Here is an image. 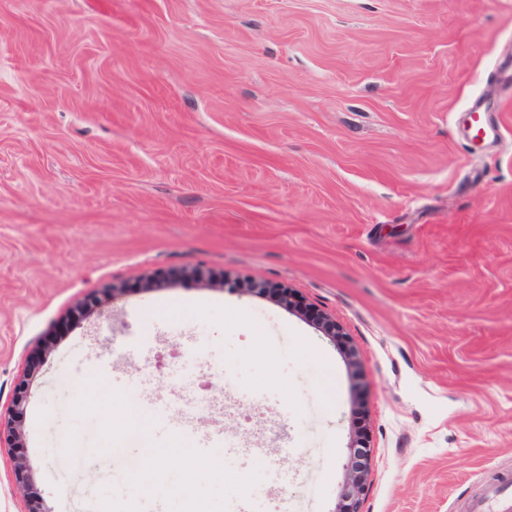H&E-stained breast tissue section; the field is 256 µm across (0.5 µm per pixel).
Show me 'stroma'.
<instances>
[{"label":"stroma","instance_id":"stroma-1","mask_svg":"<svg viewBox=\"0 0 512 512\" xmlns=\"http://www.w3.org/2000/svg\"><path fill=\"white\" fill-rule=\"evenodd\" d=\"M511 64L512 0H0V411L44 347L50 512H334L360 417L362 512L512 472ZM192 265L294 288L356 365ZM497 129L480 109L468 113L467 136L474 142L495 138Z\"/></svg>","mask_w":512,"mask_h":512}]
</instances>
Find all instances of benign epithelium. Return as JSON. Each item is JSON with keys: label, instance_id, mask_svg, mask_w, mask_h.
<instances>
[{"label": "benign epithelium", "instance_id": "7a95c632", "mask_svg": "<svg viewBox=\"0 0 512 512\" xmlns=\"http://www.w3.org/2000/svg\"><path fill=\"white\" fill-rule=\"evenodd\" d=\"M183 274L202 286L215 289H222L225 284L232 282L245 294L263 296L308 318L317 330L333 343L348 344L347 333L336 323L335 318L287 285L241 278L225 271L200 266L187 267ZM34 375L35 370L30 368L18 377L13 385L7 418L3 422L0 421V444H4L12 453V482L22 493L25 502L24 512H49L45 507L42 493L36 487L35 475L24 451L27 447L26 410L32 394ZM367 448L369 444L365 426L359 424L352 430L350 460L346 465L336 512H361V496L369 475L366 462Z\"/></svg>", "mask_w": 512, "mask_h": 512}]
</instances>
